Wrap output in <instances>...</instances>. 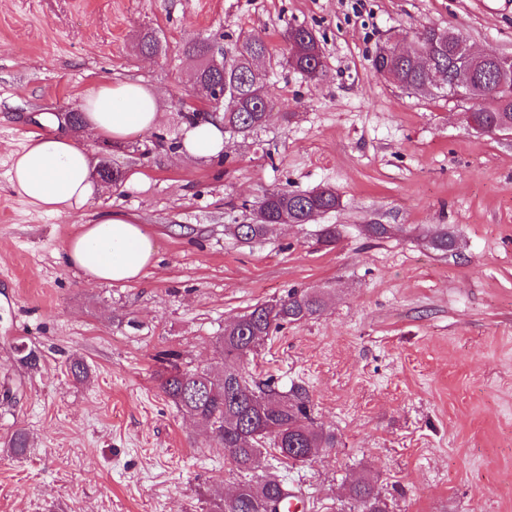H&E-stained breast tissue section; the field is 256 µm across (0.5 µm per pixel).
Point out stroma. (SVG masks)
Returning a JSON list of instances; mask_svg holds the SVG:
<instances>
[{"label": "stroma", "instance_id": "obj_1", "mask_svg": "<svg viewBox=\"0 0 512 512\" xmlns=\"http://www.w3.org/2000/svg\"><path fill=\"white\" fill-rule=\"evenodd\" d=\"M291 25L315 31L322 79L284 66ZM431 25L512 53V0H0V512H219L238 478L160 389L157 355L219 366L225 324L292 289L323 291V313L274 330L248 371L303 386L314 423L337 435L313 462L274 468L307 512H340L361 475L390 512H512V140L470 130L465 102L372 67L391 33ZM147 31L158 56L138 49ZM251 32L277 60L276 117L225 135V163L177 157L196 65L186 40L229 49ZM127 79L158 94L154 131L120 144L70 132L122 184L70 214L10 189L12 156L44 116ZM323 185L341 205L312 223L249 243L225 230L269 192ZM109 209L154 242L139 282L90 283L65 259L79 224ZM324 224L340 230L333 245L317 240ZM367 224L402 231L375 240ZM443 228L447 253L426 240ZM21 343L37 367L20 363ZM76 356L83 383L68 373ZM20 428L30 446L16 457Z\"/></svg>", "mask_w": 512, "mask_h": 512}]
</instances>
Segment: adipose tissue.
<instances>
[{"label": "adipose tissue", "instance_id": "obj_1", "mask_svg": "<svg viewBox=\"0 0 512 512\" xmlns=\"http://www.w3.org/2000/svg\"><path fill=\"white\" fill-rule=\"evenodd\" d=\"M84 122L97 137L123 142L153 131L159 122V97L136 81L105 82L82 103ZM224 150L219 125L185 126L178 154L204 159ZM88 149L74 138L49 132L31 136L16 155L11 188L44 212L82 208L96 193ZM155 248L137 218L122 210L97 214L82 224L65 246L68 263L94 283H132L152 266Z\"/></svg>", "mask_w": 512, "mask_h": 512}]
</instances>
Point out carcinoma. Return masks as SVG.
Listing matches in <instances>:
<instances>
[{"label":"carcinoma","mask_w":512,"mask_h":512,"mask_svg":"<svg viewBox=\"0 0 512 512\" xmlns=\"http://www.w3.org/2000/svg\"><path fill=\"white\" fill-rule=\"evenodd\" d=\"M288 46V67L309 80H319L326 72L315 31L309 27L290 26L284 33ZM414 53L430 59V70L441 81L452 80L457 47L443 40V29L426 26L412 34ZM187 54L199 60L195 85L204 101L223 100L215 118L224 131L244 138L265 127L273 116L274 103L264 98L267 71L255 64L269 53L265 38L251 33L229 49L230 56L214 61L212 46L204 40L191 39L185 44ZM374 71L391 79L404 90H421L427 73L415 61L402 54L392 56L380 50L372 61ZM478 118L488 127L512 125V72L501 73L491 63L477 81ZM340 206L339 197L329 187L312 191L286 188L266 194L250 224H227L225 230L235 238L249 242L268 234L276 225L297 222L308 224L315 217ZM432 248L448 252L454 249V237L445 230L434 233ZM324 308L322 296L314 291L292 290L275 301L254 305L234 322L224 326L216 353L220 368L189 369L179 364L174 353L165 357L160 388L165 396L185 414L206 426L219 447L224 449L232 470L249 475L263 465L271 453L292 464L308 463L321 448L336 447L333 431L314 425L306 390L295 388L282 394L267 381H256L244 364L268 340L273 330L284 324L306 321ZM288 495L278 476L240 485L235 494L223 499L220 512H277V505ZM346 497L354 512H389L388 504L366 478L348 488Z\"/></svg>","instance_id":"obj_1"}]
</instances>
